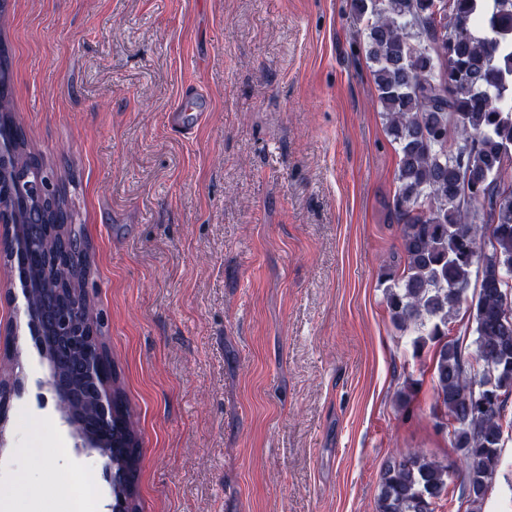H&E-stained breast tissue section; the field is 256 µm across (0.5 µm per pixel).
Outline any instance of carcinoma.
Masks as SVG:
<instances>
[{"instance_id": "1", "label": "carcinoma", "mask_w": 512, "mask_h": 512, "mask_svg": "<svg viewBox=\"0 0 512 512\" xmlns=\"http://www.w3.org/2000/svg\"><path fill=\"white\" fill-rule=\"evenodd\" d=\"M364 24L377 103L399 157L394 215L404 263L384 280L398 328L420 332L417 349L434 347V417L448 428L455 461L420 451L389 462L376 512H435L437 504L482 512L501 450L512 432V0H353ZM13 134V155L0 164V206L12 225L59 224L70 218L66 194L54 203L14 197V158L43 168L28 149L12 104L9 53L0 45V130ZM37 250L19 255L47 350L84 417L102 382L90 373L101 346L73 344L53 330L61 306L81 323L100 317L83 284L86 267L55 264L63 236L42 230ZM478 293L468 296L472 267ZM474 327L453 325L462 303ZM472 332L474 353L465 354ZM112 454L136 486L139 437L130 408L110 431ZM119 512H137L136 493L114 489Z\"/></svg>"}]
</instances>
